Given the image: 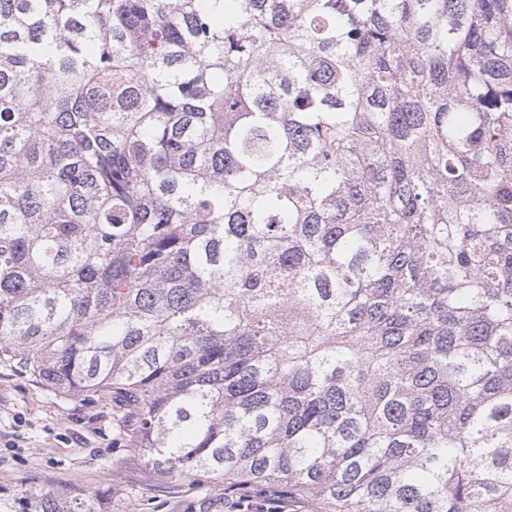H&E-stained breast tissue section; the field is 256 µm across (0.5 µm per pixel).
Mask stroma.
I'll use <instances>...</instances> for the list:
<instances>
[{"instance_id":"stroma-1","label":"stroma","mask_w":512,"mask_h":512,"mask_svg":"<svg viewBox=\"0 0 512 512\" xmlns=\"http://www.w3.org/2000/svg\"><path fill=\"white\" fill-rule=\"evenodd\" d=\"M112 400L68 399L0 361V485L109 487L111 512H227L224 486L156 479L123 439Z\"/></svg>"}]
</instances>
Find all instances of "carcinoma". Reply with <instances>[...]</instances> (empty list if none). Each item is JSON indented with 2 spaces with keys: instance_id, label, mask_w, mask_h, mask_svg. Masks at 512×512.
<instances>
[{
  "instance_id": "1",
  "label": "carcinoma",
  "mask_w": 512,
  "mask_h": 512,
  "mask_svg": "<svg viewBox=\"0 0 512 512\" xmlns=\"http://www.w3.org/2000/svg\"><path fill=\"white\" fill-rule=\"evenodd\" d=\"M0 358L165 482L512 512V0H0Z\"/></svg>"
}]
</instances>
